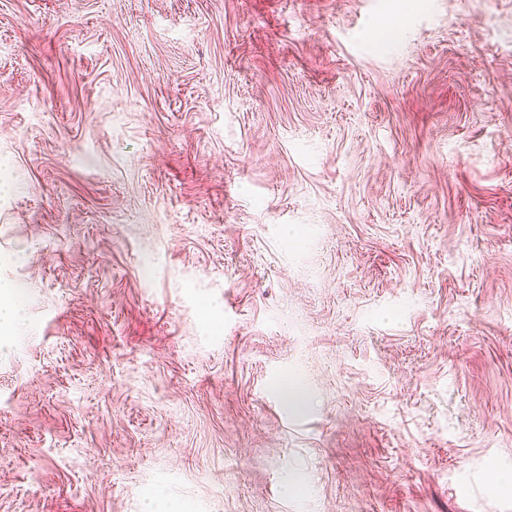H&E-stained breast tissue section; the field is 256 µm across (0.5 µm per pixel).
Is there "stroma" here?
<instances>
[{"instance_id": "obj_1", "label": "stroma", "mask_w": 512, "mask_h": 512, "mask_svg": "<svg viewBox=\"0 0 512 512\" xmlns=\"http://www.w3.org/2000/svg\"><path fill=\"white\" fill-rule=\"evenodd\" d=\"M1 280L0 512H512V0H0ZM21 304L11 284L0 282V328L14 327L22 321Z\"/></svg>"}]
</instances>
